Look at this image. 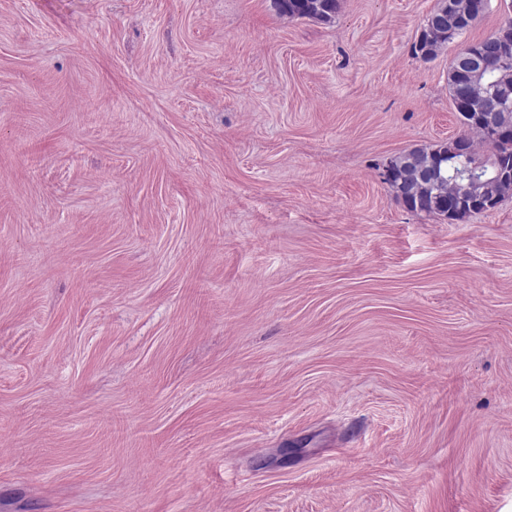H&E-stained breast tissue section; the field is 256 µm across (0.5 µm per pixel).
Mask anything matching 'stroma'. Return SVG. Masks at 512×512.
<instances>
[{"label": "stroma", "instance_id": "1", "mask_svg": "<svg viewBox=\"0 0 512 512\" xmlns=\"http://www.w3.org/2000/svg\"><path fill=\"white\" fill-rule=\"evenodd\" d=\"M438 0H0V512H512V196L448 222ZM279 12L290 17L331 22L340 11V0H274ZM483 12L478 13V11H475L474 13H470L469 20L457 28L455 36H438L431 34L430 32L423 31L413 46L415 57L420 58L423 61L432 60L437 56L438 51L447 45L448 42L465 35Z\"/></svg>", "mask_w": 512, "mask_h": 512}]
</instances>
